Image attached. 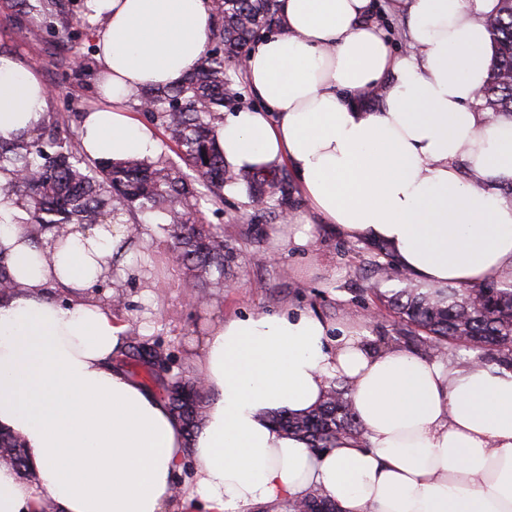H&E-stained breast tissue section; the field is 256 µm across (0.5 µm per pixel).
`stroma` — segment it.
<instances>
[{
    "label": "stroma",
    "instance_id": "35a3bbf8",
    "mask_svg": "<svg viewBox=\"0 0 512 512\" xmlns=\"http://www.w3.org/2000/svg\"><path fill=\"white\" fill-rule=\"evenodd\" d=\"M0 48L34 69L51 89L49 111L84 112L100 104L97 80L78 79L69 68L56 65L52 39L21 24L10 0H0ZM303 208L299 191H292L280 212L257 202L243 186L225 191L221 207L206 206V222L223 227L234 251L236 285L213 290L197 306L187 301L178 263L171 261L155 270L151 242L142 239L115 269L125 300L116 317L136 324L141 335L168 349L177 369L189 366L193 350L215 322L255 310L272 315L310 310L333 324L364 330L376 340L387 335L386 310L370 317L369 299L361 293L367 281L355 242L325 231L304 248L278 243L283 213Z\"/></svg>",
    "mask_w": 512,
    "mask_h": 512
}]
</instances>
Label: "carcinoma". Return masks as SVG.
Here are the masks:
<instances>
[{
	"label": "carcinoma",
	"mask_w": 512,
	"mask_h": 512,
	"mask_svg": "<svg viewBox=\"0 0 512 512\" xmlns=\"http://www.w3.org/2000/svg\"><path fill=\"white\" fill-rule=\"evenodd\" d=\"M215 28L206 50L184 81L172 87H146L135 95L140 109L163 130L185 167L158 159L91 160L70 133V117L53 113L28 139L0 138V172L12 178L0 184V196L21 200L22 213L10 223L23 226L34 242L46 229L64 231L69 224H125L136 213L162 216L166 246L175 254L187 282L200 291L222 288L231 273L232 248L224 232L204 223L199 200L217 205L224 188L244 184L252 195L281 207L288 196L282 178L247 181L224 165L216 147V124L225 103L238 97L229 64L241 61L264 30L278 26L276 0H211ZM16 14L36 17L39 29L62 43L63 60L72 72L99 76L95 48L71 54L73 44L87 37L86 19L78 15L79 0H12ZM493 50L489 79L481 91L482 107L496 117H512V0H499L493 16ZM359 253L368 275L369 291L394 314L389 340L438 355L453 350L463 362L475 359L512 370V282L487 281L473 288H417L399 270L387 250L365 244ZM401 278L405 286L386 292L380 283ZM7 260L0 250V295L13 291ZM154 344L130 331L124 357L142 367L156 383L158 395L185 426L188 434L202 425L208 394L190 370L169 382L152 369L142 352ZM273 422L299 436L316 450L331 448L340 436L362 440L365 429L354 412L349 388L332 382L321 404L301 415L278 413ZM337 512L327 495L311 491L281 504L283 512Z\"/></svg>",
	"instance_id": "carcinoma-1"
}]
</instances>
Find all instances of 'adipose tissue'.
<instances>
[{
    "label": "adipose tissue",
    "instance_id": "adipose-tissue-1",
    "mask_svg": "<svg viewBox=\"0 0 512 512\" xmlns=\"http://www.w3.org/2000/svg\"><path fill=\"white\" fill-rule=\"evenodd\" d=\"M406 49L393 53L373 0H277L280 27L242 66L259 109L225 115L217 148L242 174L292 172L306 247L321 224L383 245L418 283L512 281V118L482 109L498 0H394ZM109 104L88 112L92 160L160 154L126 103L176 85L214 28L210 0H87ZM50 92L0 56V137L32 134ZM0 204L15 291L0 298V427L22 438L34 476L0 465V512H250L313 490L339 512H512V370L379 346L315 312H254L218 323L194 360L211 395L196 436L115 364L127 324L86 291L125 255L121 224L24 238ZM68 290L65 300L48 293ZM348 384L361 442L317 451L272 423ZM193 477L177 478L185 465Z\"/></svg>",
    "mask_w": 512,
    "mask_h": 512
}]
</instances>
